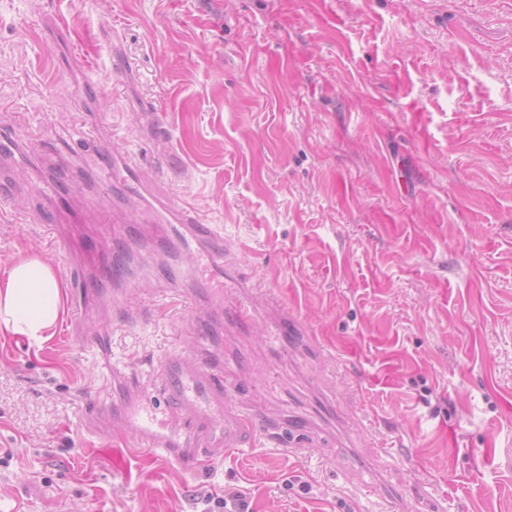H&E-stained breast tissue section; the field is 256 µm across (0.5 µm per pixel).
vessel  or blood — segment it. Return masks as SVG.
Masks as SVG:
<instances>
[{
	"instance_id": "1",
	"label": "vessel or blood",
	"mask_w": 512,
	"mask_h": 512,
	"mask_svg": "<svg viewBox=\"0 0 512 512\" xmlns=\"http://www.w3.org/2000/svg\"><path fill=\"white\" fill-rule=\"evenodd\" d=\"M84 143L95 155L101 172L100 189L119 182L133 187L141 200L138 216L112 219V239L120 241L131 223L150 225L158 241L181 234L194 261L196 289L174 281L160 285L161 300L180 305L192 300L215 304L227 319L246 326L256 319V305L247 298L229 299L233 282L224 259V238L210 224L200 223L194 210L176 202L155 184L144 182L129 156L105 150L99 134L87 135ZM37 196L56 214L65 212L69 201L63 178H53L45 165L30 169ZM47 221L53 242H61L67 230L56 219ZM95 262L85 265L71 260L70 277L77 288V302L85 318H92L102 290L123 296L133 281L126 265L101 241H87ZM222 323L204 319L194 331L192 351L175 352L160 360L151 384L135 382L120 364L110 361V339L96 336L89 348L105 359L103 385L94 394L87 413L89 426H112L130 435L140 454L153 455L192 471L223 461L228 454L252 447L257 437L279 441L280 430L239 397L235 384L226 376L224 356L217 349Z\"/></svg>"
}]
</instances>
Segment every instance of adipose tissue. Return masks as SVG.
<instances>
[{"label": "adipose tissue", "mask_w": 512, "mask_h": 512, "mask_svg": "<svg viewBox=\"0 0 512 512\" xmlns=\"http://www.w3.org/2000/svg\"><path fill=\"white\" fill-rule=\"evenodd\" d=\"M62 304V285L51 266L37 257L18 260L0 278V334L42 345Z\"/></svg>", "instance_id": "adipose-tissue-1"}]
</instances>
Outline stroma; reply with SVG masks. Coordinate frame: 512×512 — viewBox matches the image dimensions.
Instances as JSON below:
<instances>
[{
  "label": "stroma",
  "mask_w": 512,
  "mask_h": 512,
  "mask_svg": "<svg viewBox=\"0 0 512 512\" xmlns=\"http://www.w3.org/2000/svg\"><path fill=\"white\" fill-rule=\"evenodd\" d=\"M56 15L72 39L54 49L37 22ZM88 103L108 148L222 229L261 308L224 333L230 374L290 427L199 471L125 469L83 425L94 352L59 328L38 349L0 335V512H194L215 492L248 512H512V0H0V130L35 163ZM0 171V276L34 255L66 279L25 171ZM71 171L77 213L136 208L94 191L91 160ZM127 246L132 316L107 295L89 327L143 381L206 311L151 296L177 243L135 228ZM279 300L309 341L267 338Z\"/></svg>",
  "instance_id": "1"
}]
</instances>
